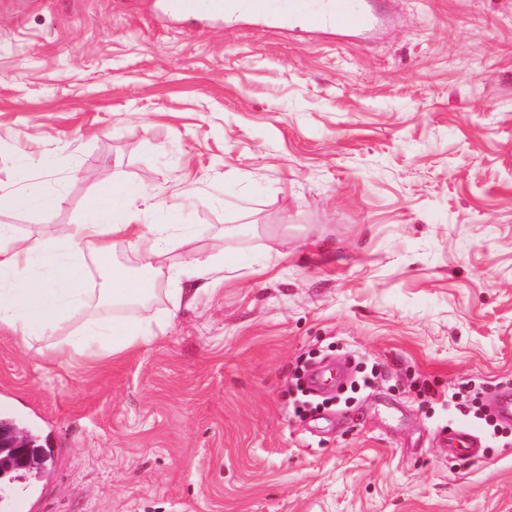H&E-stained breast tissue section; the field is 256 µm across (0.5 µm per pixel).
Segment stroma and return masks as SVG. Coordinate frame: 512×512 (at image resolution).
Returning <instances> with one entry per match:
<instances>
[{"mask_svg": "<svg viewBox=\"0 0 512 512\" xmlns=\"http://www.w3.org/2000/svg\"><path fill=\"white\" fill-rule=\"evenodd\" d=\"M377 3L350 39L0 0V187L57 199L0 225L79 223L108 177L148 197L141 226H180L125 316L164 335L54 354L90 305L0 331V414L52 450L26 512H512V428L448 405L512 390V0ZM321 361L342 383L296 417ZM460 420L481 458L437 442Z\"/></svg>", "mask_w": 512, "mask_h": 512, "instance_id": "obj_1", "label": "stroma"}]
</instances>
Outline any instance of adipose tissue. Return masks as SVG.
Segmentation results:
<instances>
[{
	"instance_id": "1",
	"label": "adipose tissue",
	"mask_w": 512,
	"mask_h": 512,
	"mask_svg": "<svg viewBox=\"0 0 512 512\" xmlns=\"http://www.w3.org/2000/svg\"><path fill=\"white\" fill-rule=\"evenodd\" d=\"M142 198L104 181L92 198L82 223L49 226L40 236L18 237L12 226L0 225V330L29 342L87 302L88 259L112 256L115 239L122 238L137 254L141 277L112 267L99 285L100 297L127 304L150 296L162 275L163 257L172 225L141 229L135 220ZM152 325L131 326L121 320L89 325L76 349L95 357L123 352L155 339Z\"/></svg>"
}]
</instances>
